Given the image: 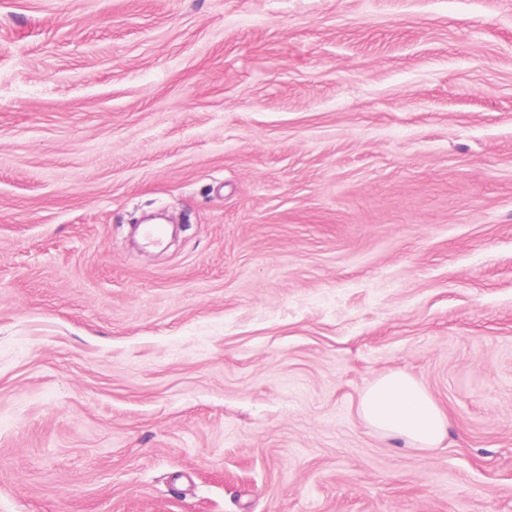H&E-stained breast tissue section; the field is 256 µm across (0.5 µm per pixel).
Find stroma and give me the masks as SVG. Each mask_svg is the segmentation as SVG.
<instances>
[{
	"instance_id": "35a3bbf8",
	"label": "stroma",
	"mask_w": 512,
	"mask_h": 512,
	"mask_svg": "<svg viewBox=\"0 0 512 512\" xmlns=\"http://www.w3.org/2000/svg\"><path fill=\"white\" fill-rule=\"evenodd\" d=\"M0 512H512V0H0ZM360 413L372 428L417 447H435L447 436L445 413L405 373L378 379L361 396Z\"/></svg>"
}]
</instances>
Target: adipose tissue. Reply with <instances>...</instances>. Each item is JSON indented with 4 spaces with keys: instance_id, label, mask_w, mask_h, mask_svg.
<instances>
[{
    "instance_id": "adipose-tissue-1",
    "label": "adipose tissue",
    "mask_w": 512,
    "mask_h": 512,
    "mask_svg": "<svg viewBox=\"0 0 512 512\" xmlns=\"http://www.w3.org/2000/svg\"><path fill=\"white\" fill-rule=\"evenodd\" d=\"M362 418L372 428L417 447L439 445L448 420L435 401L407 374L378 379L360 399Z\"/></svg>"
}]
</instances>
